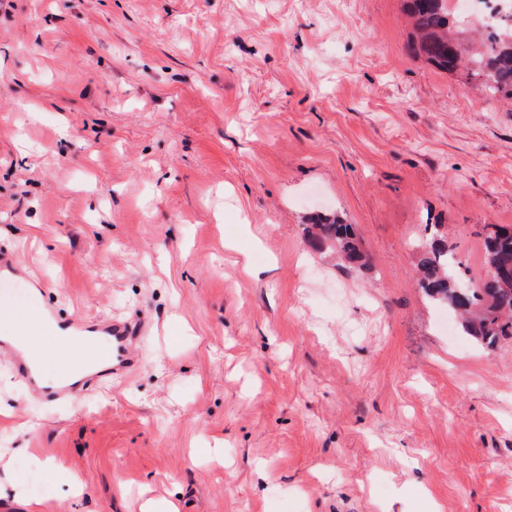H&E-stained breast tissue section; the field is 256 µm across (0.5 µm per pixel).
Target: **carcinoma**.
I'll return each mask as SVG.
<instances>
[{"label": "carcinoma", "mask_w": 512, "mask_h": 512, "mask_svg": "<svg viewBox=\"0 0 512 512\" xmlns=\"http://www.w3.org/2000/svg\"><path fill=\"white\" fill-rule=\"evenodd\" d=\"M412 28L413 51L438 69L460 73L492 94L512 101V25L483 33L482 25L467 22L448 10L447 0H405ZM316 251L339 255L352 269L368 265L354 227L337 216H316L303 227ZM487 272L467 279L459 271L454 247L433 232L416 257L418 285L434 304L459 312L461 331L483 349L512 342V232L500 228L483 238Z\"/></svg>", "instance_id": "carcinoma-1"}]
</instances>
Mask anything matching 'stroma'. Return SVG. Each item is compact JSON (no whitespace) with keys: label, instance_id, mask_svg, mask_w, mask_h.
Masks as SVG:
<instances>
[{"label":"stroma","instance_id":"stroma-1","mask_svg":"<svg viewBox=\"0 0 512 512\" xmlns=\"http://www.w3.org/2000/svg\"><path fill=\"white\" fill-rule=\"evenodd\" d=\"M403 4L0 0V253L65 317L150 324L51 405L0 356V507L512 512V343L414 277L430 224L483 275L512 107L415 55ZM333 211L370 268L304 240Z\"/></svg>","mask_w":512,"mask_h":512}]
</instances>
